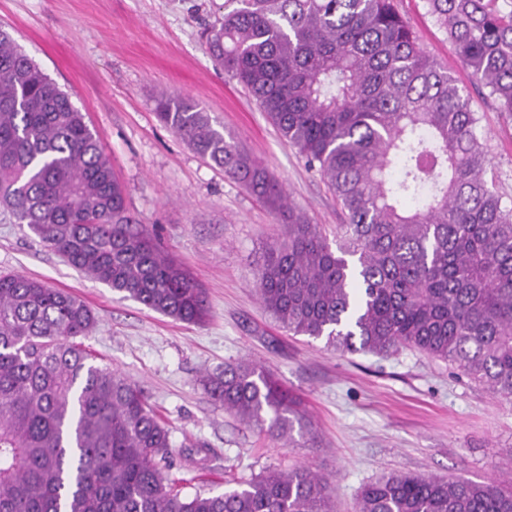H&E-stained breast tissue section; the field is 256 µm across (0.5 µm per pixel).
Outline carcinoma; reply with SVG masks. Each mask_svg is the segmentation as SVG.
I'll return each mask as SVG.
<instances>
[{
    "instance_id": "carcinoma-1",
    "label": "carcinoma",
    "mask_w": 512,
    "mask_h": 512,
    "mask_svg": "<svg viewBox=\"0 0 512 512\" xmlns=\"http://www.w3.org/2000/svg\"><path fill=\"white\" fill-rule=\"evenodd\" d=\"M471 80L512 118V0H424ZM214 61L318 170L346 222L336 248L208 113L163 93L157 115L288 231L255 273L288 332L336 349H408L512 402V208L486 179L478 118L395 0H225ZM0 212L87 277L203 324L206 288L127 212L99 134L0 28ZM73 294L0 275V512H334L327 481L269 468L224 493L182 492L142 390L77 342L97 325ZM242 423L289 445L304 415L275 376L236 362L207 381ZM354 512H512L492 481L390 473Z\"/></svg>"
}]
</instances>
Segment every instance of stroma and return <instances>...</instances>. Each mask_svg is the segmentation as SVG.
Instances as JSON below:
<instances>
[{
    "mask_svg": "<svg viewBox=\"0 0 512 512\" xmlns=\"http://www.w3.org/2000/svg\"><path fill=\"white\" fill-rule=\"evenodd\" d=\"M397 8L469 97L487 176L512 206V119L471 82L424 0H397ZM223 12L224 0H0V26L100 135L132 218L207 289V322L176 321L89 279L1 215L0 274L39 279L96 312L82 344L139 386L167 423L171 471L185 493L304 465L328 479L337 512H353L360 487L385 473L478 482L511 474L512 403L417 351L343 353L292 335L259 302L255 271L286 219L162 123L160 94L208 112L308 223L331 234L344 216L323 177L209 54L202 32ZM243 359L274 373L306 411L310 434L282 445L210 397L206 378Z\"/></svg>",
    "mask_w": 512,
    "mask_h": 512,
    "instance_id": "35a3bbf8",
    "label": "stroma"
}]
</instances>
